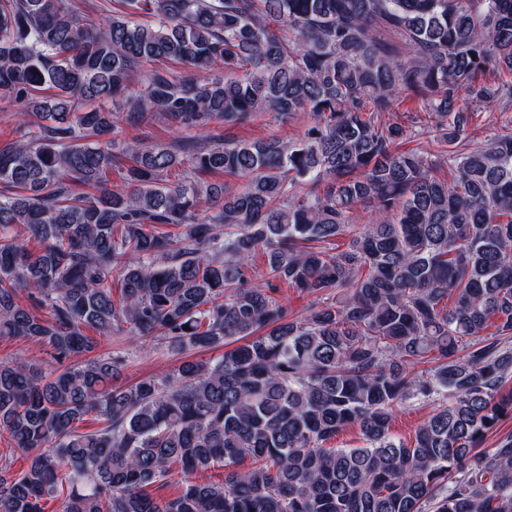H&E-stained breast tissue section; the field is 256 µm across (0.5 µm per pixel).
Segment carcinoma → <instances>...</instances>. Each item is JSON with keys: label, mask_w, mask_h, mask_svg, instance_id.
<instances>
[{"label": "carcinoma", "mask_w": 512, "mask_h": 512, "mask_svg": "<svg viewBox=\"0 0 512 512\" xmlns=\"http://www.w3.org/2000/svg\"><path fill=\"white\" fill-rule=\"evenodd\" d=\"M122 2L95 28L0 0V98L32 104L0 145V338L56 364L0 362V440L28 460L0 468V512H512V433L483 447L512 417V132L470 136L512 109V0ZM169 58L193 75L135 79ZM402 98L426 123L382 119ZM258 112L310 121L292 143L209 128ZM156 116L210 146L114 153ZM427 137L453 149L404 148ZM282 283L323 305L288 319ZM90 329L181 363L117 386L125 355L89 356ZM411 399L433 408L405 442ZM351 425L364 445L331 447ZM512 112H482L478 118L475 119L472 127V137L475 142H483L490 136L500 133H509V127L512 128L511 120ZM431 408V406L417 400H411L397 406L393 415V433L407 442L412 441L416 429L428 416Z\"/></svg>", "instance_id": "cac0c4a2"}]
</instances>
